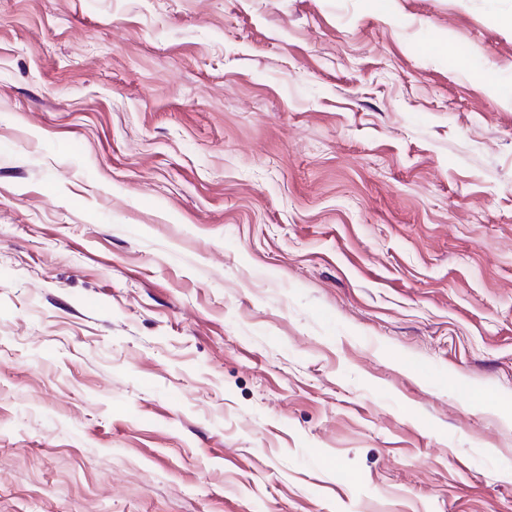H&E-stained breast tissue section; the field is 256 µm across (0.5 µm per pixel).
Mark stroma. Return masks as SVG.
I'll use <instances>...</instances> for the list:
<instances>
[{"mask_svg": "<svg viewBox=\"0 0 512 512\" xmlns=\"http://www.w3.org/2000/svg\"><path fill=\"white\" fill-rule=\"evenodd\" d=\"M496 394L512 0H0V512H512Z\"/></svg>", "mask_w": 512, "mask_h": 512, "instance_id": "obj_1", "label": "stroma"}]
</instances>
